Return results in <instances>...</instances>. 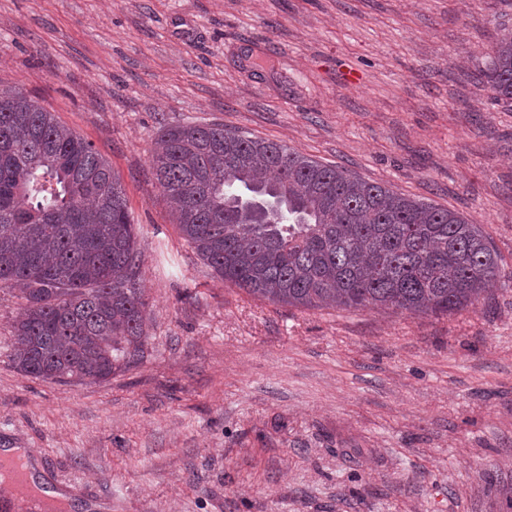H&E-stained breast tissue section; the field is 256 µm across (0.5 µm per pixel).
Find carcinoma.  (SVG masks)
I'll use <instances>...</instances> for the list:
<instances>
[{
	"label": "carcinoma",
	"mask_w": 512,
	"mask_h": 512,
	"mask_svg": "<svg viewBox=\"0 0 512 512\" xmlns=\"http://www.w3.org/2000/svg\"><path fill=\"white\" fill-rule=\"evenodd\" d=\"M485 83L512 99V36ZM151 172L184 239L224 281L296 307L444 316L500 273L479 224L285 144L169 124ZM137 232L111 164L17 88L0 89V288L21 293L13 362L104 380L149 336Z\"/></svg>",
	"instance_id": "cac0c4a2"
}]
</instances>
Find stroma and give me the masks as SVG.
Listing matches in <instances>:
<instances>
[{
	"label": "stroma",
	"instance_id": "1",
	"mask_svg": "<svg viewBox=\"0 0 512 512\" xmlns=\"http://www.w3.org/2000/svg\"><path fill=\"white\" fill-rule=\"evenodd\" d=\"M510 32L512 0H0V86L110 162L149 303L140 360L46 382L0 289V448L71 512H512V100L482 82ZM176 123L456 210L505 275L448 316L248 295L151 174Z\"/></svg>",
	"mask_w": 512,
	"mask_h": 512
}]
</instances>
